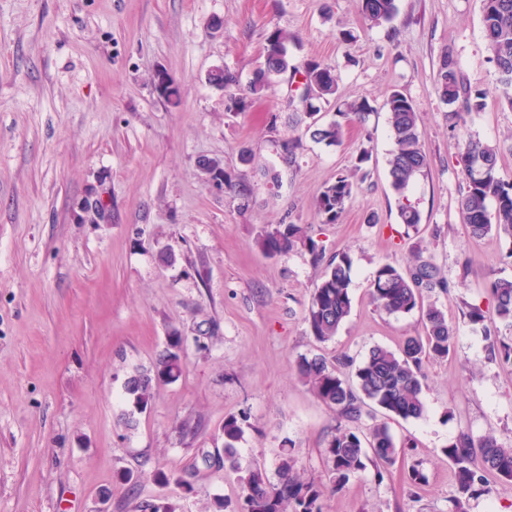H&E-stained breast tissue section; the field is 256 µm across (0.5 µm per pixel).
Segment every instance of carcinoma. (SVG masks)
Segmentation results:
<instances>
[{"instance_id":"obj_1","label":"carcinoma","mask_w":512,"mask_h":512,"mask_svg":"<svg viewBox=\"0 0 512 512\" xmlns=\"http://www.w3.org/2000/svg\"><path fill=\"white\" fill-rule=\"evenodd\" d=\"M482 26L489 60L497 72L500 99L512 108V0H481ZM359 10L373 25L392 22L397 15L396 0H359ZM290 36L274 29L266 37L262 64L247 91L239 88L238 77L219 68L209 75V82L224 89L225 111L245 112L253 97L262 95L270 76L288 69ZM436 91L449 106L461 105L462 111L450 112L457 122L464 116L485 108L489 90L472 85L452 55L441 57L437 70ZM303 100L308 103L304 117L309 119L306 131L317 143L328 146L343 141L345 127L363 123L374 108L366 98L342 102L337 96V79L332 67L318 61L306 63L302 81L295 88L288 106ZM334 107V117L327 122L313 120L321 112V104ZM388 123L393 149L387 161L391 187L399 195L397 210L400 223L419 231L422 216L405 195L408 187L425 175L429 160L419 132V115L412 101L398 90L386 98ZM500 151L495 145L470 137L460 149L456 163L465 177V187L458 199L461 220L469 235L479 240L490 233L512 238V182L499 175ZM355 183L351 173H340L325 184L315 199V210L325 224H335L352 201ZM261 250L281 255L298 248L309 251L315 261L325 262L320 281L311 294L305 322L311 336L319 343L331 341L352 307V259L346 253L325 258V248L310 237L300 224H276L263 227L258 235ZM414 261L401 269L391 263L378 264L370 283V301L388 314L421 312L424 335L410 337L396 350L376 346L359 363L345 355L332 362L323 355L301 356L297 373L309 390L325 405L334 409L342 424L327 440L324 453L330 467L333 487L341 490L358 474L373 467L378 480L392 466L412 441L399 442L391 432L388 420L419 418L425 411L422 399L423 368L431 361H444L454 346L455 331L448 323L443 307L424 300L433 294L449 295L456 283L449 280L433 257L424 256L413 247ZM492 305L486 309L464 303L465 316L473 325L482 327L488 356L512 364V279L498 278L487 286ZM356 364L354 379L344 378L338 365ZM185 368L179 338L170 340L165 352L151 368L132 374L125 392L136 408L142 410L153 397L159 383L178 380ZM382 412L384 420H376ZM245 419L230 415L224 419V456L222 464L239 469L237 443L243 437ZM364 426L363 434L350 425ZM454 468L457 495L451 499L452 512H464V503L490 493L492 479L512 481V446L498 441L495 435L474 436L463 430L443 449ZM276 481H271L264 468L256 465L244 471L241 512H321L323 490L305 480L297 468V460L286 451L277 467Z\"/></svg>"}]
</instances>
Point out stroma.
Returning a JSON list of instances; mask_svg holds the SVG:
<instances>
[{"instance_id":"stroma-1","label":"stroma","mask_w":512,"mask_h":512,"mask_svg":"<svg viewBox=\"0 0 512 512\" xmlns=\"http://www.w3.org/2000/svg\"><path fill=\"white\" fill-rule=\"evenodd\" d=\"M397 6L392 23L372 26L357 0H0V512H136L159 497L178 512H212L217 498L237 512L238 475L214 460L230 415L247 417L241 466L275 477L292 448L303 477L323 486V512H449L443 450L458 432L512 443V365L489 360L481 327L463 315L487 305L490 280L512 278V240L470 238L455 161L466 137L498 144L512 181V108L492 92L481 0ZM276 28L290 36L292 65L328 64L341 99L370 101L368 121L341 145L314 142L291 119V73L271 77L241 114L208 84L224 67L248 86ZM342 29L353 40L340 41ZM446 51L489 91L463 126L435 88ZM159 70L179 84L178 105L157 93ZM395 89L420 118L429 169L407 196L420 240L456 284L436 298L456 338L447 360L423 369V417L390 423L413 447L383 480L369 469L337 492L323 450L339 419L300 382L298 358L359 361L424 333L419 313L390 315L369 299L380 262L412 260L388 177L383 103ZM364 143L372 156L351 204L340 223H322L317 194ZM203 158L248 197L213 186ZM268 224L306 225L326 255L351 256L352 309L332 341L317 343L304 322L322 265L303 249L265 255L257 234ZM174 336L182 376L135 410L127 378ZM415 465L427 477L418 487L407 480Z\"/></svg>"}]
</instances>
